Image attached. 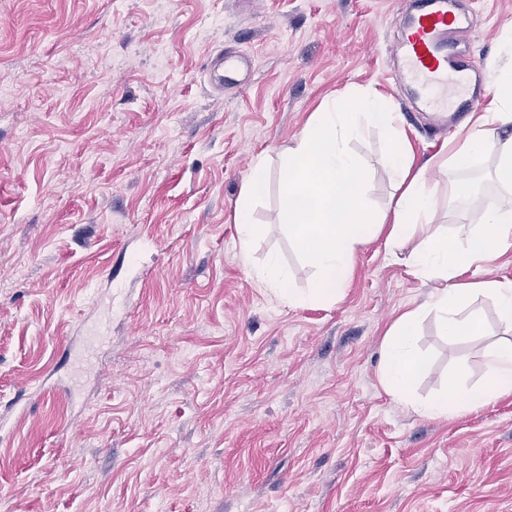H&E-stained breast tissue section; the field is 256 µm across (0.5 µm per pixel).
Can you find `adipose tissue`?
<instances>
[{
    "instance_id": "adipose-tissue-1",
    "label": "adipose tissue",
    "mask_w": 512,
    "mask_h": 512,
    "mask_svg": "<svg viewBox=\"0 0 512 512\" xmlns=\"http://www.w3.org/2000/svg\"><path fill=\"white\" fill-rule=\"evenodd\" d=\"M500 47L505 66H492L488 108L496 121L479 118L468 133L452 146L451 161L471 166L486 155L496 158L495 177L512 188V30L504 31ZM371 127L391 143L387 168L400 194L387 211L373 215L363 193L366 173L350 150ZM280 183V221L296 240L306 260L317 269L309 287L294 291L288 271L276 254H269L254 269L256 283L289 307L335 300L346 287L357 251L379 232H386L393 257L404 258L413 273L435 282L425 306L404 311L386 333L385 355L380 371L384 389L395 399L414 403L412 389L423 366L416 346V329L425 313H434L445 335L468 338L476 333V319L465 311L476 295L492 298L505 339L485 353L482 383L467 395L470 405L492 402L512 392V281L456 282L458 269L496 261L512 251V205L488 207L479 229L457 239L442 234L432 223L436 206L426 187V168H413L407 147L398 135L397 115L377 96L332 98L315 113L302 134L289 146ZM267 161L257 157L237 206L240 260L250 265V246L257 233L251 205L266 188ZM417 404V403H414ZM430 418H445L455 406L448 397L417 404Z\"/></svg>"
}]
</instances>
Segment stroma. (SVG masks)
<instances>
[{
    "mask_svg": "<svg viewBox=\"0 0 512 512\" xmlns=\"http://www.w3.org/2000/svg\"><path fill=\"white\" fill-rule=\"evenodd\" d=\"M488 67L512 0H461ZM411 0H0V512H512V393L446 419L415 410L479 384L500 330L417 327L414 405L380 384L385 334L433 282L359 249L336 300L295 308L239 259L236 203L258 155L253 262L315 271L279 224L282 155L314 112L384 98L434 224L460 235L508 195L488 156L445 164L466 115L437 129L388 52ZM250 56L217 92L219 50ZM370 209L394 185L389 143L351 145Z\"/></svg>",
    "mask_w": 512,
    "mask_h": 512,
    "instance_id": "stroma-1",
    "label": "stroma"
}]
</instances>
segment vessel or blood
<instances>
[{"instance_id":"1","label":"vessel or blood","mask_w":512,"mask_h":512,"mask_svg":"<svg viewBox=\"0 0 512 512\" xmlns=\"http://www.w3.org/2000/svg\"><path fill=\"white\" fill-rule=\"evenodd\" d=\"M469 33V18L459 0H417L396 47L402 56L396 81L412 83L421 105L438 121L470 111L487 80L460 48Z\"/></svg>"}]
</instances>
